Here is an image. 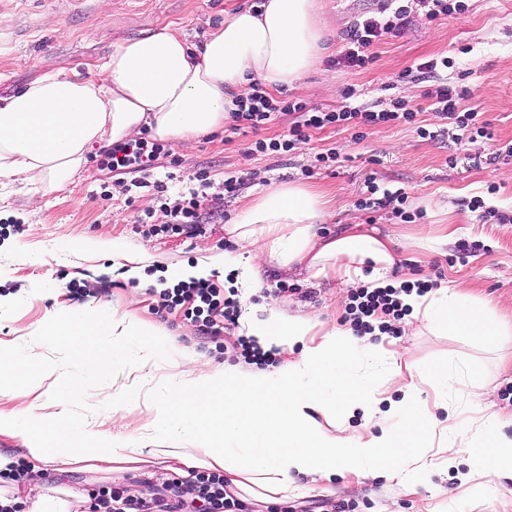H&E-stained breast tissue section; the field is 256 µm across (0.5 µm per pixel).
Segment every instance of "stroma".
I'll list each match as a JSON object with an SVG mask.
<instances>
[{"mask_svg":"<svg viewBox=\"0 0 512 512\" xmlns=\"http://www.w3.org/2000/svg\"><path fill=\"white\" fill-rule=\"evenodd\" d=\"M258 0H0V103L25 90L33 81L53 72H78L90 77V68L126 40L152 35L165 28L178 30L192 46L221 24L235 9L254 8ZM327 23V59L307 73L281 97L306 103L321 111L350 109L359 104L389 106L405 99L417 117L415 124L327 127L313 131L307 144L291 152L250 153L255 140L272 138L286 130L291 116L283 115L265 127L245 128L233 137L216 131L185 144L169 145L170 163L147 175V184L125 190L99 166L100 143L87 153L90 177H78L64 189L32 199L27 187L0 184V295L13 297V307L0 311V347L27 345L37 357L50 349L34 342V334L60 309L105 310L130 313L163 327L172 352L168 361H150L149 400L166 398L177 386L183 363L196 360L213 366L236 363L245 370L272 373L269 365L244 361L238 340L240 325H228L219 335L203 331L183 311L158 312L159 289L172 286L178 268L223 261L238 253V245L224 230L234 216L262 188L273 183L298 182L328 193L331 203L316 231L341 234L346 225L369 224L396 244L399 263L392 280H432L450 284L478 297L497 315L512 319V223L480 221L468 202L480 197L485 207L512 213V0H464L460 14L428 20L414 7L396 36H386L369 49L374 61L366 69L336 65L345 49L344 33L357 20L377 15L381 0H320ZM447 59L437 74L421 70L422 62ZM470 91L468 104L487 125L486 138L470 141L442 120L425 95L435 79ZM428 137H420L419 128ZM335 150V162L320 160ZM206 170L210 186L208 205L195 232L176 234L149 229L140 216L152 214L161 222L162 198H176L188 190L196 171ZM237 177L234 193L224 181ZM166 186L157 192L156 183ZM402 193L404 217L392 207L369 211L358 202L367 186ZM438 239L435 248L423 247V238ZM121 256H114L113 247ZM137 257L140 277L126 275V256ZM259 286L250 291L233 288V273H213L211 283L235 297L241 310L264 316L270 309L291 315L309 314L325 324H344L351 288L342 282L311 280L305 273L279 267L267 259L257 263ZM398 336L383 337L386 357L361 360L358 377L371 378L383 398L402 393L389 374V356H404L424 368L445 362L464 366L471 381L485 384L489 401L509 426L512 438V338L453 341L437 335L420 315L397 320ZM130 368L114 380L90 390L87 429L114 437L117 443L137 447L141 438L164 447L166 435L146 430V401L104 409L106 400L137 385ZM423 451L435 461L431 480L436 496L426 491L401 494L396 483L382 474L350 481L341 476L311 481L296 479L295 496L282 503L246 502L242 512H380L394 501L397 512H512V483L485 482L464 493L460 475L473 469L471 453L458 454L448 467L442 439L425 443ZM190 468L168 459L150 469L124 462L103 461L96 466L75 463L45 464L36 481L0 482V494L17 497L30 506L42 497L68 502L70 512H88L89 493L101 485L118 484L126 496L143 501L162 496L178 502Z\"/></svg>","mask_w":512,"mask_h":512,"instance_id":"obj_1","label":"stroma"}]
</instances>
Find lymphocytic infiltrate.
Returning <instances> with one entry per match:
<instances>
[{
	"instance_id": "1",
	"label": "lymphocytic infiltrate",
	"mask_w": 512,
	"mask_h": 512,
	"mask_svg": "<svg viewBox=\"0 0 512 512\" xmlns=\"http://www.w3.org/2000/svg\"><path fill=\"white\" fill-rule=\"evenodd\" d=\"M410 13L408 6L395 8L388 20L368 17L354 23L347 30V48L340 57L341 63L349 68H363L372 62L369 48L388 34H397L405 25ZM435 110L443 118L451 120L460 131L471 137H485L486 131L477 123V112L463 108L461 94L453 92L448 85H438L428 91ZM292 116L293 121L279 138L259 139L252 145L253 152H289L298 145L307 143L311 131L328 126H347L358 123L368 127L386 124L411 125L416 121L414 110L408 108L405 100L397 99L390 107L378 109L372 106H358L349 110L322 112L307 108L300 102L287 101L272 96L262 85H254L252 93L235 100L230 113V133H237L242 127L259 129L270 122L277 114ZM162 144L139 138L117 141L101 153V165L113 175H128L148 172L154 169L164 156ZM195 188L182 193L173 202L162 203L160 210L166 218L165 226L173 232L197 229L200 210L208 199L206 171L196 172ZM434 287L433 282L418 281L402 283L400 287L352 289L346 320L354 332L360 336L382 334L397 335L396 320L405 316L408 308L402 297L414 292L425 295ZM160 307L165 311L184 309L188 318L200 322L204 327H214L217 321L236 322L239 305L234 299L225 297L223 291L204 279L181 281L159 293ZM385 314L386 320L375 323L376 314ZM188 496L178 504H170L163 498L152 502L137 501L125 497L120 489L98 491L93 497L90 512H233L235 500L227 493L224 476L220 473H199L187 488Z\"/></svg>"
}]
</instances>
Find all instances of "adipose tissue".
Segmentation results:
<instances>
[{"mask_svg": "<svg viewBox=\"0 0 512 512\" xmlns=\"http://www.w3.org/2000/svg\"><path fill=\"white\" fill-rule=\"evenodd\" d=\"M319 11L318 0H263L210 30L202 48L166 29L119 45L96 64V78L42 76L0 105V179L37 192L60 190L85 171L93 142L126 140L146 127L158 139L183 143L223 128L233 94L248 95L257 82L273 91L294 85L320 63ZM327 205L325 192L296 183L257 193L225 227L240 248L224 258L236 272V286L251 287L254 262L262 256L285 268L302 267L313 279L333 274L348 283L385 286L395 263L391 239L364 224L337 238L317 236ZM404 302L446 336L504 333L455 288L412 294ZM243 325L259 344L281 348L285 359L278 370L256 374L230 363L184 369L178 389L152 404L150 424L167 434L168 447L116 446L113 461L147 467L183 458L223 470L235 486L282 497L294 491L299 475L358 481L377 471L404 492H434L432 465L417 447L438 420L427 412L419 382L426 378L447 391L461 383L457 371L445 365L424 370L404 357L391 358V376L404 395L383 411L376 389L353 381L359 359L381 356L378 345L273 309L263 319L245 317ZM52 387L53 409L27 438L34 476L42 462L97 459L84 444L65 439L72 386L57 378ZM358 412L368 421L365 431L340 436L322 425ZM504 424L485 410L479 430L458 428L454 436L461 446L481 448L487 475L512 479V439L501 436Z\"/></svg>", "mask_w": 512, "mask_h": 512, "instance_id": "adipose-tissue-1", "label": "adipose tissue"}]
</instances>
